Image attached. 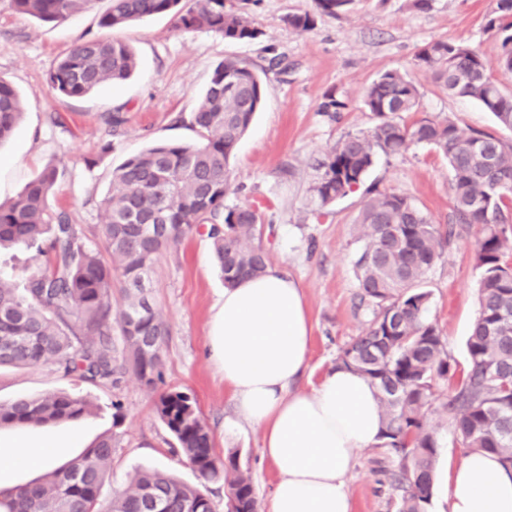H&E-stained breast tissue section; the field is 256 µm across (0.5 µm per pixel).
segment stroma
Returning a JSON list of instances; mask_svg holds the SVG:
<instances>
[{
	"mask_svg": "<svg viewBox=\"0 0 512 512\" xmlns=\"http://www.w3.org/2000/svg\"><path fill=\"white\" fill-rule=\"evenodd\" d=\"M497 3L428 0L417 8L412 0H355L348 13L336 17L320 12L315 0H257L250 11L261 35L240 43L204 30L177 29L172 16L160 15L111 31L138 57L137 71L129 80L68 99L55 94L46 75L74 44L98 34L95 12L41 22L17 12L12 0H0V78L12 84L24 103L21 123L0 141V202L14 198L45 167H56L51 211L66 212L72 223L85 229L88 244H98L100 203L113 169L154 143L199 142L192 115L214 68L228 56L245 60L263 83L264 100L232 162L237 191L227 203L262 204L273 218L275 234L264 237L263 243L273 267L298 283L308 307L310 363L299 386L312 390L333 367L344 343L367 326L353 272L355 218L366 187L408 195L443 227L452 215L448 163L424 145L409 146L392 157L378 156L364 186L338 200L322 218L307 205L313 163L346 135L373 125L372 114L363 107L364 93L389 70L406 72L415 81L420 110L428 116L450 118L465 130L500 133L492 113L476 101L448 94L414 65L417 51L428 43H461L482 56L493 79L512 89V75L498 68L500 44L486 30ZM291 14L310 15V29L290 27L285 18ZM331 95L344 102L341 112L323 110ZM114 111L126 119L117 133L105 123ZM106 141L112 150L104 154L100 146ZM477 234L474 227L457 228L427 278L432 293L428 318L445 337L449 356L461 364L478 309L479 272L473 259ZM223 291L211 243L196 232L162 252L147 288L169 325L163 348L165 388L195 394L217 453H237L263 500L271 493L276 474L261 457L260 431L236 414L208 347L210 322ZM60 390L86 397L94 405L89 418L53 426L54 434L75 437L67 457L79 454L102 434L115 435L103 503H110L143 468L167 469L182 481L195 483L193 471L170 452L173 438L155 414L157 391L134 376L105 387L63 375L50 364L0 368V403ZM437 395L427 415L428 426L442 443L430 512H448V468L466 449L454 441L444 408L447 381H440ZM116 401L123 414L118 425L113 422ZM387 464L382 448L358 453L347 480L353 512H395L382 472Z\"/></svg>",
	"mask_w": 512,
	"mask_h": 512,
	"instance_id": "stroma-1",
	"label": "stroma"
}]
</instances>
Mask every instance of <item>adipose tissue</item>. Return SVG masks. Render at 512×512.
I'll list each match as a JSON object with an SVG mask.
<instances>
[{
	"mask_svg": "<svg viewBox=\"0 0 512 512\" xmlns=\"http://www.w3.org/2000/svg\"><path fill=\"white\" fill-rule=\"evenodd\" d=\"M303 294L286 273L268 269L226 288L209 335L240 416L261 431V456L276 473L260 512H352L347 478L358 452L383 429L376 388L344 367L317 387L296 383L310 358ZM65 443L53 434L0 442V489L17 472L54 466ZM449 512H512V471L494 454L467 453L448 471Z\"/></svg>",
	"mask_w": 512,
	"mask_h": 512,
	"instance_id": "ef3b65f1",
	"label": "adipose tissue"
}]
</instances>
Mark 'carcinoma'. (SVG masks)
I'll return each mask as SVG.
<instances>
[{"mask_svg":"<svg viewBox=\"0 0 512 512\" xmlns=\"http://www.w3.org/2000/svg\"><path fill=\"white\" fill-rule=\"evenodd\" d=\"M15 9L43 22L62 21L95 0H12ZM339 16L353 0H316ZM249 0H109L102 28H118L172 14L184 31L206 30L230 41L259 36ZM488 28L500 41V69L512 74V0H499ZM416 65L448 93L479 102L498 125L512 131V91L487 72L483 58L462 44L437 41L421 48ZM138 66L133 48L112 39H85L64 53L47 75L50 87L80 98L104 84L128 80ZM421 94L408 75L380 74L367 87L363 106L375 122L350 134L318 161L310 188L322 211L360 186L377 154H400L408 144L428 146L448 160L452 173V222L478 228L474 254L479 270L478 312L466 343L467 363L449 355L446 339L427 318L432 293L425 286L440 257L442 234L409 196L366 190L357 215L353 269L367 328L340 349L335 364L377 387L383 409L380 447L395 469L390 487L396 512H428L441 448L428 427L438 381L457 378L445 408L453 435L472 451H488L512 469V138L471 129L447 118L416 112ZM263 101L259 76L244 62L226 58L214 69L192 116L201 141L155 144L112 172L101 201V244L90 246L49 197L58 172L44 169L12 201L0 203V247L34 248L45 267L24 291L0 276V367L52 364L93 385L116 386L128 372L150 388L163 378L169 327L144 293L158 255L205 227L224 285L258 277L270 267L269 252L255 239L264 216L253 206H228L236 191L231 159ZM14 87L0 78V140L22 119ZM126 296L112 312V288ZM94 413L93 404L65 391L22 396L0 403V428L49 427ZM155 413L173 436L170 452L196 474L189 485L157 469L136 472L127 488L101 507L112 470L114 438L99 437L70 462L41 479L0 490V512H151L153 497L165 512H211L206 483L223 481L232 512H258L255 487L237 456L216 453L195 395L170 389L158 395Z\"/></svg>","mask_w":512,"mask_h":512,"instance_id":"1","label":"carcinoma"}]
</instances>
